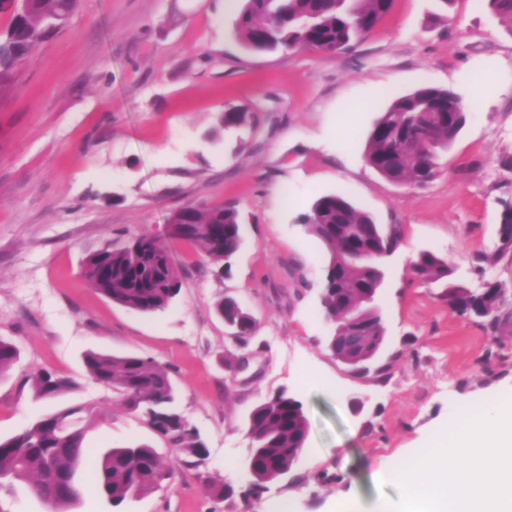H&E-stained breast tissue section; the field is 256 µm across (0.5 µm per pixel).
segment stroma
Here are the masks:
<instances>
[{"instance_id":"obj_1","label":"stroma","mask_w":512,"mask_h":512,"mask_svg":"<svg viewBox=\"0 0 512 512\" xmlns=\"http://www.w3.org/2000/svg\"><path fill=\"white\" fill-rule=\"evenodd\" d=\"M244 0H81L0 94V338L20 359L0 377V437L61 408L92 405L86 447L152 446L171 476L125 512H336L377 489V472L452 420L450 403L512 398V33L484 0H394L345 53L258 52L238 39ZM487 77L482 89L472 73ZM424 84L452 88L467 123L441 152L427 186L389 182L365 161L369 133L396 96ZM255 115L218 123L225 108ZM342 192L400 241L384 259L376 304L386 342L368 372L329 351L334 328L319 300L321 243L299 222L313 200ZM194 202L238 211L242 242L206 260L168 237L169 215ZM167 240L181 290L145 314L88 288L83 259L141 232ZM448 259L437 282L413 273L420 252ZM502 288L495 332L454 312L448 286ZM234 299L255 319L246 345L216 311ZM153 359L170 371L182 415L205 440L184 454L91 380L86 352ZM49 370L71 392L35 398ZM302 401L309 429L288 478L251 495L247 419L280 390ZM228 485L232 496L213 494Z\"/></svg>"}]
</instances>
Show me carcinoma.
<instances>
[{"instance_id": "cac0c4a2", "label": "carcinoma", "mask_w": 512, "mask_h": 512, "mask_svg": "<svg viewBox=\"0 0 512 512\" xmlns=\"http://www.w3.org/2000/svg\"><path fill=\"white\" fill-rule=\"evenodd\" d=\"M394 0H246L236 21V33L255 51L301 50L342 52L392 9ZM488 10L512 32V0H485ZM80 0H0V14L10 17L0 31V91L10 87L17 71L38 46L65 26L75 15ZM467 112L451 88L423 85L395 98L371 130L365 149L369 166L387 180L404 186H423L437 175V150L448 147L466 124ZM252 122L251 113L229 108L219 115L226 129ZM186 217L184 231L171 237L199 247L208 257L221 259L240 245L239 214L232 208L201 209L185 204L170 218ZM299 222L316 237L327 254L324 311L351 333L329 341L336 360L356 374L369 369L381 349L385 330L377 309L364 307L365 297L380 288L384 273L382 254L398 243L396 226L375 222L342 192L318 196ZM94 260L82 267L89 288L114 303L140 311L164 310L178 295L180 274L165 241L144 232L127 246L105 242ZM413 271L439 281L452 274L448 260L430 251L419 254ZM502 288L486 281L478 291L463 286L450 288L446 298L462 316L477 317L484 327L499 326ZM218 314L234 327L247 344L255 322L232 299L218 306ZM18 348L0 339V377L19 360ZM88 375L112 388L124 403L138 411L148 424L185 454L201 459L204 440L177 410L169 372L152 359L88 353ZM35 397L52 399L75 389L68 378L44 370L31 379ZM96 421L93 411L68 407L39 417L24 431L0 437V489L16 482L44 489L42 502L50 512H72L79 501L76 474L86 459L83 446L87 428ZM250 437L249 464L253 480L247 494L256 495L264 484L288 475L295 457L305 447L308 420L300 400L282 390L257 405L247 420ZM170 471L154 448L147 444L110 448L95 470L100 497L110 507L158 490Z\"/></svg>"}]
</instances>
